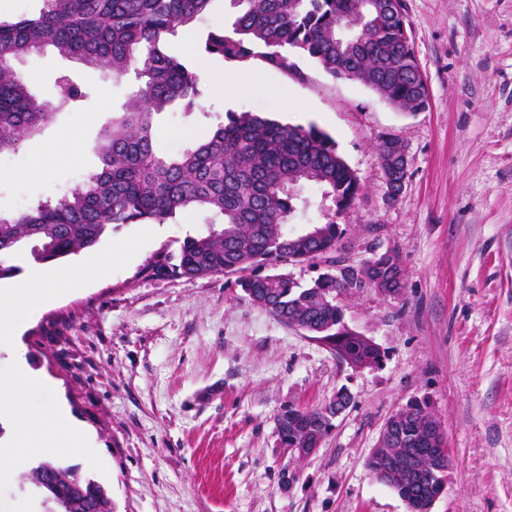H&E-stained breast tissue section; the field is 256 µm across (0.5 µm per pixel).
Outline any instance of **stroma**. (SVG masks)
Returning <instances> with one entry per match:
<instances>
[{"label": "stroma", "instance_id": "obj_1", "mask_svg": "<svg viewBox=\"0 0 512 512\" xmlns=\"http://www.w3.org/2000/svg\"><path fill=\"white\" fill-rule=\"evenodd\" d=\"M408 33L427 80L429 104L402 112L360 81L335 79L298 60L284 73L259 59L238 66L246 92L224 96L228 62L204 56L210 31L230 27L229 0L169 36L188 67L210 76L196 112L154 117V146L172 155L207 140L229 112H256L316 126L336 142L361 192L344 214L310 182L292 230L335 216L336 252L279 272L307 286L337 266L397 251L399 295L362 285L338 294L346 324L382 346L376 369L356 371L304 331L251 303L238 274L154 275L163 250L206 233L193 213L149 229L124 224L96 247L102 275L74 281L37 309L18 307V347L0 346V380L14 352L49 380L24 393L25 407L65 406L87 433L81 456L55 458L107 490L117 512H409L367 466L381 428L412 398L442 421L452 465L432 512H512V0H403ZM42 100L69 76L90 98L58 112L16 153L0 155V213L79 184L99 168L102 130L131 90L102 68L48 49L10 61ZM80 142L64 155L61 137ZM399 139L404 187L389 198L374 150ZM350 406L316 454L291 459L278 414L326 405L339 389ZM295 480L284 485L282 472ZM8 512H50L22 468L0 483Z\"/></svg>", "mask_w": 512, "mask_h": 512}]
</instances>
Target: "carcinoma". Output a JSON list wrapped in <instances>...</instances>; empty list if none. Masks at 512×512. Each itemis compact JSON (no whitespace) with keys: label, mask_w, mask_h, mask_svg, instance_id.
I'll return each mask as SVG.
<instances>
[{"label":"carcinoma","mask_w":512,"mask_h":512,"mask_svg":"<svg viewBox=\"0 0 512 512\" xmlns=\"http://www.w3.org/2000/svg\"><path fill=\"white\" fill-rule=\"evenodd\" d=\"M213 0H44L36 17L0 21V54L22 57L46 47L115 79L134 74L137 89L122 114L106 127L97 145L101 167L82 185L50 195L15 214L0 215V281L16 277L18 252L57 264L94 249L113 226L166 224L187 211L206 213L207 233L187 236L177 252L154 263L155 274L203 277L243 274L249 300L284 324L316 334L334 352L364 361L376 358L357 336L336 332L342 310L336 293L365 281L364 266L326 272L307 288L285 274L246 275L265 265L303 262L336 251V215L358 198V177L336 150V142L311 125L291 126L251 112H228L211 137L172 156L153 147V116L177 104L191 114L201 96L200 78L166 49V38L194 23ZM239 15L232 30L208 33L203 52L233 65L259 58L284 72L303 57L331 77L363 82L395 104L420 95V64L405 37L407 22L398 0L383 10L360 0H233ZM88 98L67 77L57 81L55 102H43L10 64H0V154L15 153L41 130L50 114ZM314 182L329 196L335 214L320 224V236H291L288 224L303 183ZM342 336L336 341V336ZM429 404L408 416L425 434L435 419ZM280 413V444L295 447L312 434L324 436L333 423L324 408ZM421 444H381L368 462L372 473L389 468L397 494L410 512L436 493L446 464L429 473L415 467ZM32 480L55 512H114L103 487L77 470L40 462Z\"/></svg>","instance_id":"carcinoma-1"}]
</instances>
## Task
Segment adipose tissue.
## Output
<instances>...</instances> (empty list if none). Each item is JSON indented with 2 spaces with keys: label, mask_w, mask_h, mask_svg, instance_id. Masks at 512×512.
Instances as JSON below:
<instances>
[{
  "label": "adipose tissue",
  "mask_w": 512,
  "mask_h": 512,
  "mask_svg": "<svg viewBox=\"0 0 512 512\" xmlns=\"http://www.w3.org/2000/svg\"><path fill=\"white\" fill-rule=\"evenodd\" d=\"M46 380L35 373L27 363L25 357H18L13 377V387L0 394V411L10 413L16 420L20 432L26 433L28 439L18 456L0 461V477L14 475L15 471L28 460L52 454L53 446L48 438L43 436H31L30 431L40 421L46 420L52 423L59 436L71 441L73 447L83 448L85 432L69 411L60 405L48 404L41 412L28 415L20 410L22 394L28 388L45 387Z\"/></svg>",
  "instance_id": "adipose-tissue-1"
}]
</instances>
